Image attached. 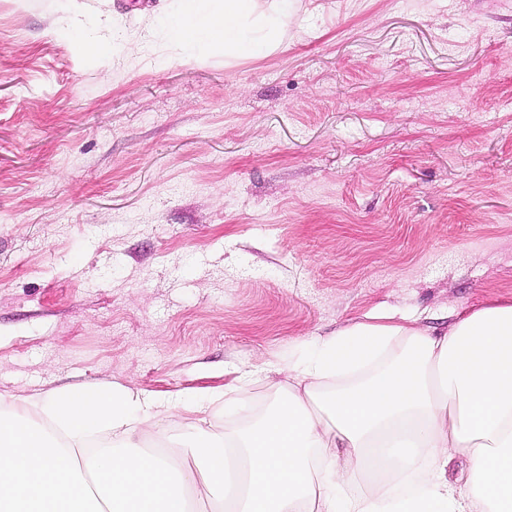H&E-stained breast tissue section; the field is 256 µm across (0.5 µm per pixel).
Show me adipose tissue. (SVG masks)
Instances as JSON below:
<instances>
[{"instance_id":"obj_1","label":"adipose tissue","mask_w":512,"mask_h":512,"mask_svg":"<svg viewBox=\"0 0 512 512\" xmlns=\"http://www.w3.org/2000/svg\"><path fill=\"white\" fill-rule=\"evenodd\" d=\"M213 2L171 0L169 36L237 59L273 51L288 26L285 0ZM267 372L276 405L224 438L200 432L188 469L136 449L138 411L162 409L136 391L28 396L50 425L0 419V512H190L192 488L222 512H512V302L440 335L354 322ZM102 431L121 450L79 461Z\"/></svg>"}]
</instances>
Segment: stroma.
Instances as JSON below:
<instances>
[{
  "mask_svg": "<svg viewBox=\"0 0 512 512\" xmlns=\"http://www.w3.org/2000/svg\"><path fill=\"white\" fill-rule=\"evenodd\" d=\"M164 2L0 0V414L128 386L175 452L188 397L244 427L276 394L240 377L348 322L512 301V0H288L230 61Z\"/></svg>",
  "mask_w": 512,
  "mask_h": 512,
  "instance_id": "35a3bbf8",
  "label": "stroma"
}]
</instances>
